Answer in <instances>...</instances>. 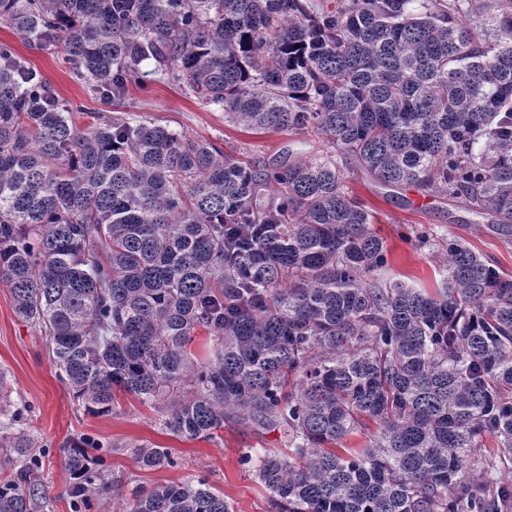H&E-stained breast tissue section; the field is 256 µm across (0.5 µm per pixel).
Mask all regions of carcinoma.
<instances>
[{"mask_svg": "<svg viewBox=\"0 0 512 512\" xmlns=\"http://www.w3.org/2000/svg\"><path fill=\"white\" fill-rule=\"evenodd\" d=\"M411 2L0 0V24L104 98L149 66L231 123L311 129L386 186L512 223V0ZM76 119L0 42V281L84 410L112 413L118 390L164 405L177 437L283 430L287 452L241 455L273 512H512L511 279L450 237L437 293L373 281L387 247L330 156L271 169L146 120ZM369 421L371 444L338 447ZM18 423L0 409L22 459L0 512L45 495ZM98 448L66 460L85 503ZM123 512L231 508L189 477Z\"/></svg>", "mask_w": 512, "mask_h": 512, "instance_id": "cac0c4a2", "label": "carcinoma"}]
</instances>
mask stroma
<instances>
[{
    "label": "stroma",
    "mask_w": 512,
    "mask_h": 512,
    "mask_svg": "<svg viewBox=\"0 0 512 512\" xmlns=\"http://www.w3.org/2000/svg\"><path fill=\"white\" fill-rule=\"evenodd\" d=\"M2 41L13 43L60 99L86 108L78 125H87L94 115L147 120L216 142L240 161L260 160L270 167L286 159L309 161L332 156L346 192L373 214V228L387 246L388 264L375 273L376 281H401L436 291L443 285L441 270L447 258L440 243L451 236L463 239L471 250L512 277V228L499 224L492 212L475 211L460 198L426 194L411 186L382 185L354 156L335 150L316 132L255 131L228 123L222 110L203 106L156 76L131 84L121 103H113L93 96L57 51L18 39L10 29L0 26ZM423 234L429 236V245H421L419 237ZM0 368L7 373L10 391L5 407L18 414L41 457L40 476L47 496L40 500L37 512H120L124 496L134 490L149 491L190 476L205 478L214 492L224 496L232 512H270L268 491L241 464L240 457L248 448L286 451L288 437L283 430L258 433L228 423L216 439L185 440L166 430L160 410L124 394L119 395L112 414H88L60 380L44 337L16 316L11 291L1 282ZM86 437L103 444L105 480L110 484L109 489L94 494L87 505L70 496L72 479L65 466L71 448ZM143 444L170 449L174 466L140 468L133 449Z\"/></svg>",
    "instance_id": "obj_1"
}]
</instances>
